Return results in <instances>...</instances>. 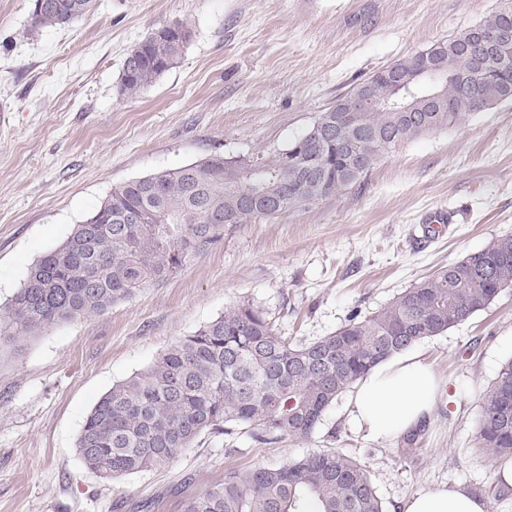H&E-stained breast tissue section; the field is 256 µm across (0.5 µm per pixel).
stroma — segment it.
<instances>
[{"label": "stroma", "mask_w": 512, "mask_h": 512, "mask_svg": "<svg viewBox=\"0 0 512 512\" xmlns=\"http://www.w3.org/2000/svg\"><path fill=\"white\" fill-rule=\"evenodd\" d=\"M500 0H96L83 19L32 31L31 0H0V306L116 184L210 154L275 158L373 73L476 24ZM181 22L176 67L135 98L124 59ZM451 222L433 231L435 212ZM512 236V103L402 143L357 183L276 219L230 226L170 280L100 315L0 350V512H182L230 468L320 448L364 462L386 512L463 485L489 512L500 466L477 446L482 397L512 358V288L415 345L444 382L434 415L393 439L348 424L349 394L310 440L202 435L165 467L103 479L76 448L109 390L240 300L309 343L405 288Z\"/></svg>", "instance_id": "obj_1"}]
</instances>
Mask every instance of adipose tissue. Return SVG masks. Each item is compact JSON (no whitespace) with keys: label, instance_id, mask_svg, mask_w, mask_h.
Returning a JSON list of instances; mask_svg holds the SVG:
<instances>
[{"label":"adipose tissue","instance_id":"ef3b65f1","mask_svg":"<svg viewBox=\"0 0 512 512\" xmlns=\"http://www.w3.org/2000/svg\"><path fill=\"white\" fill-rule=\"evenodd\" d=\"M442 386L421 354H396L357 382L350 402L351 422L373 440L397 437L432 416ZM404 512H487V505L456 485L413 495Z\"/></svg>","mask_w":512,"mask_h":512}]
</instances>
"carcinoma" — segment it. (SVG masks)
I'll list each match as a JSON object with an SVG mask.
<instances>
[{
  "label": "carcinoma",
  "instance_id": "carcinoma-1",
  "mask_svg": "<svg viewBox=\"0 0 512 512\" xmlns=\"http://www.w3.org/2000/svg\"><path fill=\"white\" fill-rule=\"evenodd\" d=\"M95 0H44L31 28L66 27ZM492 11L475 25L432 43L435 66L464 76L476 67L468 54L475 31L500 25ZM151 33L127 53L121 95L137 96L180 61L191 38ZM512 101V68L497 70L483 91L481 110ZM365 134L319 143L310 138L325 180L271 162L211 154L158 174L122 182L57 248L37 260L5 307L0 346L20 345L54 324L107 311L140 289L175 276L192 256L224 241L228 225L272 219L356 183L396 146L426 133L463 127L467 110L432 106L416 121L406 112L355 113ZM246 172L229 181L231 169ZM252 186L284 202L271 213L240 205ZM512 288V236L439 269L369 314L355 313L336 331L293 345L265 311L243 300L193 334L173 343L146 369L115 384L94 405L77 451L84 467L115 479L169 464L207 433L245 431L265 443L312 436L325 411L377 363L417 342L462 324ZM477 444L500 463L512 462V359L483 395ZM183 512H385L366 466L341 451L317 449L275 466L233 469L184 501Z\"/></svg>",
  "mask_w": 512,
  "mask_h": 512
}]
</instances>
